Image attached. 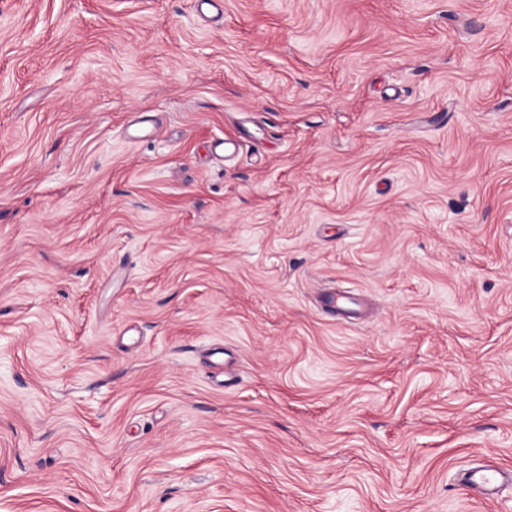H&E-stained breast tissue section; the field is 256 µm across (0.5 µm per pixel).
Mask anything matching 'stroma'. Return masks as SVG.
Here are the masks:
<instances>
[{"label":"stroma","instance_id":"stroma-1","mask_svg":"<svg viewBox=\"0 0 512 512\" xmlns=\"http://www.w3.org/2000/svg\"><path fill=\"white\" fill-rule=\"evenodd\" d=\"M486 458L512 0H0V512H512ZM501 478L502 474L496 469H478L470 473L464 482V487L469 493L480 495L495 486Z\"/></svg>","mask_w":512,"mask_h":512}]
</instances>
